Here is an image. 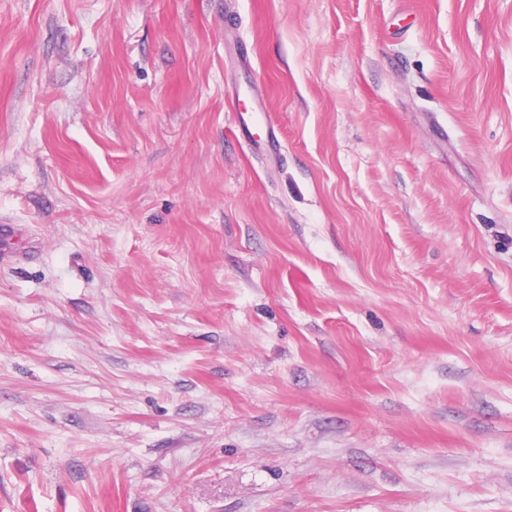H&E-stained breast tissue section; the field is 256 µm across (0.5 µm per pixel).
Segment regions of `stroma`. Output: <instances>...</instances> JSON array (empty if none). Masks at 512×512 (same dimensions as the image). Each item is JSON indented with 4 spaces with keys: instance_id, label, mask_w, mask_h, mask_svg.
<instances>
[{
    "instance_id": "stroma-1",
    "label": "stroma",
    "mask_w": 512,
    "mask_h": 512,
    "mask_svg": "<svg viewBox=\"0 0 512 512\" xmlns=\"http://www.w3.org/2000/svg\"><path fill=\"white\" fill-rule=\"evenodd\" d=\"M1 224L0 512H512V0H0Z\"/></svg>"
}]
</instances>
